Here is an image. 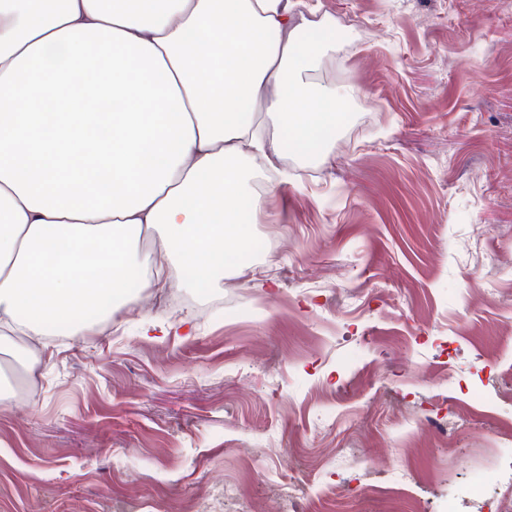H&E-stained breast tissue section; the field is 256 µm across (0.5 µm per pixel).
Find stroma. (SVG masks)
Instances as JSON below:
<instances>
[{"instance_id":"1","label":"stroma","mask_w":512,"mask_h":512,"mask_svg":"<svg viewBox=\"0 0 512 512\" xmlns=\"http://www.w3.org/2000/svg\"><path fill=\"white\" fill-rule=\"evenodd\" d=\"M325 150L223 275L35 344L0 512H447L512 448V0H319ZM190 320L192 336L161 322ZM302 490L289 501L288 484Z\"/></svg>"}]
</instances>
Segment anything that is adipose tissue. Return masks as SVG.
I'll return each mask as SVG.
<instances>
[{"label":"adipose tissue","instance_id":"adipose-tissue-1","mask_svg":"<svg viewBox=\"0 0 512 512\" xmlns=\"http://www.w3.org/2000/svg\"><path fill=\"white\" fill-rule=\"evenodd\" d=\"M0 0V334L10 350L163 287L143 238L220 275L250 162L323 146L357 87L310 88L295 0Z\"/></svg>","mask_w":512,"mask_h":512}]
</instances>
